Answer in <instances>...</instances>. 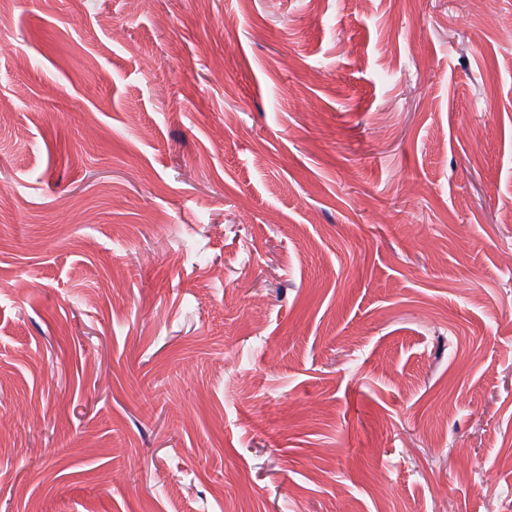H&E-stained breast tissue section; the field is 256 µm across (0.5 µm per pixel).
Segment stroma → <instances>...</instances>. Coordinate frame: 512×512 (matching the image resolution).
<instances>
[{
  "label": "stroma",
  "mask_w": 512,
  "mask_h": 512,
  "mask_svg": "<svg viewBox=\"0 0 512 512\" xmlns=\"http://www.w3.org/2000/svg\"><path fill=\"white\" fill-rule=\"evenodd\" d=\"M0 103V512H512V0H0Z\"/></svg>",
  "instance_id": "stroma-1"
}]
</instances>
